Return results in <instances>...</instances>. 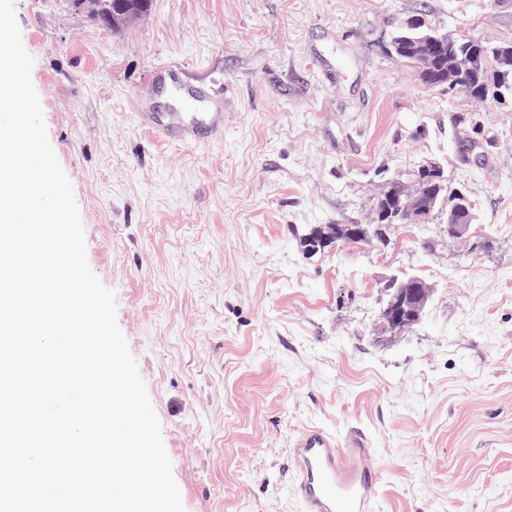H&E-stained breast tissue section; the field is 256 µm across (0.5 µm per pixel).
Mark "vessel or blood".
<instances>
[{
  "label": "vessel or blood",
  "mask_w": 512,
  "mask_h": 512,
  "mask_svg": "<svg viewBox=\"0 0 512 512\" xmlns=\"http://www.w3.org/2000/svg\"><path fill=\"white\" fill-rule=\"evenodd\" d=\"M152 84L153 97L137 102L145 132L193 146L223 137L228 115L214 109L216 88L209 78L172 61L154 70ZM289 458L302 512H377L383 473L364 433L338 436L309 427L294 437Z\"/></svg>",
  "instance_id": "b4317fda"
}]
</instances>
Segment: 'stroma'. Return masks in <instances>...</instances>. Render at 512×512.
<instances>
[{
  "mask_svg": "<svg viewBox=\"0 0 512 512\" xmlns=\"http://www.w3.org/2000/svg\"><path fill=\"white\" fill-rule=\"evenodd\" d=\"M87 260L162 426L185 512H302L292 436L371 440L379 512H512V98L425 86L390 50L406 23L512 41V0H153L113 30L72 0H14ZM178 60L228 87L222 140L143 132L136 97ZM439 166L474 204L385 243L304 251L364 224L388 182ZM434 287L383 337L385 283ZM329 231H321L317 229L312 234L310 247L311 251H317L327 246L331 241L344 240L350 244H359L367 239L369 229L364 227L363 224H329L327 226Z\"/></svg>",
  "mask_w": 512,
  "mask_h": 512,
  "instance_id": "35a3bbf8",
  "label": "stroma"
}]
</instances>
